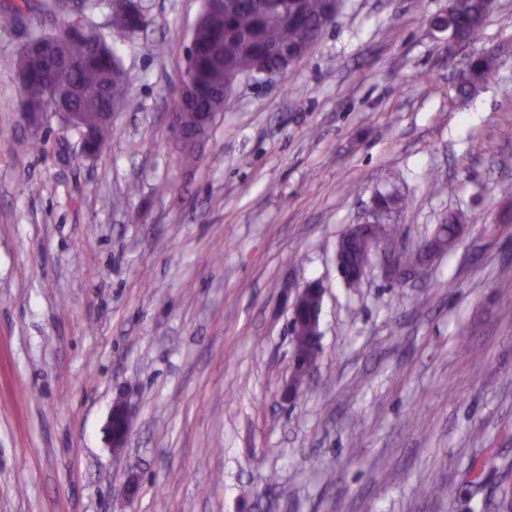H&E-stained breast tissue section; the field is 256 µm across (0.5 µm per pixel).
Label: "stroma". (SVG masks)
I'll return each instance as SVG.
<instances>
[{
	"instance_id": "stroma-1",
	"label": "stroma",
	"mask_w": 512,
	"mask_h": 512,
	"mask_svg": "<svg viewBox=\"0 0 512 512\" xmlns=\"http://www.w3.org/2000/svg\"><path fill=\"white\" fill-rule=\"evenodd\" d=\"M116 48L129 105L89 156L30 137L0 33V512H496L512 484V0L475 38L448 0H341L310 51L240 82L192 169L167 121L201 0H145ZM499 52L474 98L465 58ZM406 200L403 281L334 253L376 190ZM324 288L322 354L286 400L295 286ZM131 406L113 450L114 401ZM504 462L473 481L487 453ZM453 226L454 232L449 237L446 235V230L441 231V227H438L434 235L418 248L414 263L401 264L396 260L397 266L403 270L409 278L418 274L431 264L434 257L446 252L448 248L452 247L457 242L463 225L453 224Z\"/></svg>"
}]
</instances>
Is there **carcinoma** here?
<instances>
[{"label":"carcinoma","mask_w":512,"mask_h":512,"mask_svg":"<svg viewBox=\"0 0 512 512\" xmlns=\"http://www.w3.org/2000/svg\"><path fill=\"white\" fill-rule=\"evenodd\" d=\"M223 0L213 5L203 0L197 26L191 31L188 60L191 61L192 83L200 92L194 106L185 107L176 98L173 112H183L184 124H196L197 113L222 104L211 101L226 78L251 73L262 63L279 64L278 52L293 46L308 45L329 22L325 0ZM79 22L76 32L65 42L66 62L60 68L41 66L29 56L18 55L16 67L23 78L21 111L39 110L45 116L61 111L47 90L60 89L70 98L67 111L73 117L59 120L75 130L80 138L90 135L91 146L102 152L112 141L113 123L100 118L108 106V96L128 103V76L120 58L108 41L116 35L122 40H134L150 23L148 13H112L110 0H78ZM29 3L14 4L0 10V29L17 26L22 9ZM107 18L106 27L99 26L94 17ZM481 0H453L452 22L460 28L482 26ZM497 68L496 58L478 55L469 70L456 75L458 96L471 97L491 77ZM403 206L396 192H379L376 196V218L386 224Z\"/></svg>","instance_id":"obj_1"}]
</instances>
